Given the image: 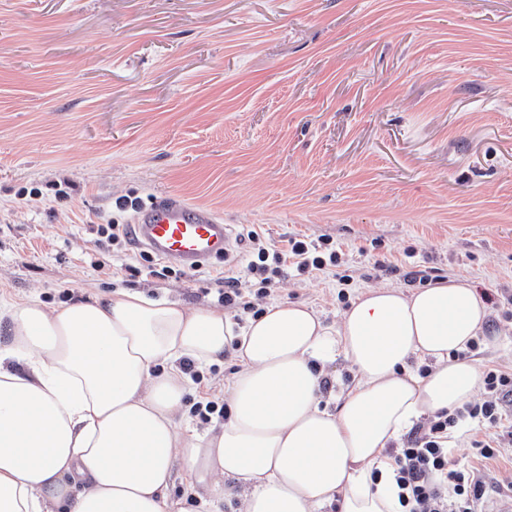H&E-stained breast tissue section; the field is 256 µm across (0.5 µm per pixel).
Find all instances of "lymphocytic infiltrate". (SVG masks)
Here are the masks:
<instances>
[{
  "instance_id": "lymphocytic-infiltrate-1",
  "label": "lymphocytic infiltrate",
  "mask_w": 512,
  "mask_h": 512,
  "mask_svg": "<svg viewBox=\"0 0 512 512\" xmlns=\"http://www.w3.org/2000/svg\"><path fill=\"white\" fill-rule=\"evenodd\" d=\"M247 271L259 278L258 297L275 292L286 264L304 273L327 274L342 260L332 240L289 238L282 249L268 247L256 231H249ZM479 399L424 418L389 449L399 503L405 512H474L485 494L479 466L499 462L512 453V428H504L512 414V369L493 365L480 378ZM468 441L475 468L453 461L456 444Z\"/></svg>"
}]
</instances>
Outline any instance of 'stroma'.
<instances>
[{
    "label": "stroma",
    "mask_w": 512,
    "mask_h": 512,
    "mask_svg": "<svg viewBox=\"0 0 512 512\" xmlns=\"http://www.w3.org/2000/svg\"><path fill=\"white\" fill-rule=\"evenodd\" d=\"M169 194L343 253L256 306L335 326L405 272L463 276L490 308L475 363L512 367V0H0V296L218 306L244 245L166 276L98 243L118 199ZM233 372L199 370L187 404Z\"/></svg>",
    "instance_id": "obj_1"
}]
</instances>
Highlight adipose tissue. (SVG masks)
I'll list each match as a JSON object with an SVG mask.
<instances>
[{"label": "adipose tissue", "mask_w": 512, "mask_h": 512, "mask_svg": "<svg viewBox=\"0 0 512 512\" xmlns=\"http://www.w3.org/2000/svg\"><path fill=\"white\" fill-rule=\"evenodd\" d=\"M489 307L468 279L370 288L337 327L304 304L237 323L119 290L0 298V512H403L388 446L470 400ZM231 354L224 424L180 430L184 361ZM344 358L349 385L322 390ZM430 360L419 374L413 359Z\"/></svg>", "instance_id": "ef3b65f1"}]
</instances>
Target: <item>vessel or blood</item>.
<instances>
[{
    "label": "vessel or blood",
    "mask_w": 512,
    "mask_h": 512,
    "mask_svg": "<svg viewBox=\"0 0 512 512\" xmlns=\"http://www.w3.org/2000/svg\"><path fill=\"white\" fill-rule=\"evenodd\" d=\"M130 231L134 244L191 270L223 254L230 240L222 217L176 197L156 199L140 208L131 219Z\"/></svg>",
    "instance_id": "obj_1"
}]
</instances>
